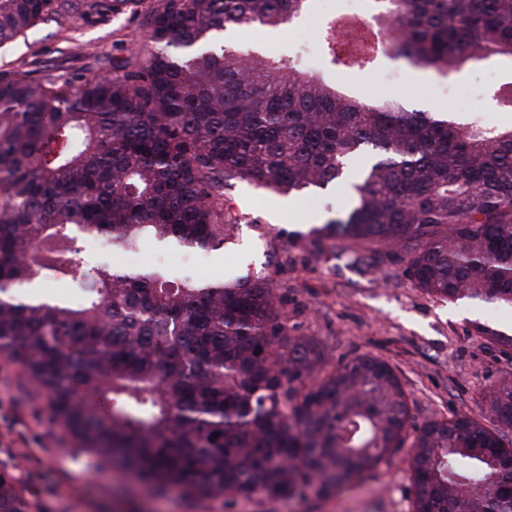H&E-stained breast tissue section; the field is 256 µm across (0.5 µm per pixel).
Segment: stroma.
Segmentation results:
<instances>
[{"instance_id":"35a3bbf8","label":"stroma","mask_w":512,"mask_h":512,"mask_svg":"<svg viewBox=\"0 0 512 512\" xmlns=\"http://www.w3.org/2000/svg\"><path fill=\"white\" fill-rule=\"evenodd\" d=\"M160 4L126 0L105 15L40 21L0 47V71L32 70L48 80L123 75L145 64L154 51L148 19ZM345 12L365 14L364 0H323L319 18L303 15L276 30L241 26L232 38L245 51L301 56L304 66L350 86L358 97L512 122V112L495 107L499 80L490 58L463 76L445 78L414 70L390 51L379 52L370 63L329 65L321 50L322 22ZM460 80L468 84L469 97H453ZM286 202L292 203L291 212H282ZM224 206L245 222L233 243L205 253L208 279L250 269L269 272L290 334L315 338L335 363L359 355L386 362L408 394L414 425L466 414L493 427L482 394L497 381L512 379V351L477 336L475 327L511 329L512 308L475 301L470 316L460 315V302L437 300L404 276L397 250L366 253L361 265L317 251L308 232L347 207L337 189L279 195L237 183L225 189ZM76 446L28 380L20 356L0 355V466L15 476L32 512H154L150 496L132 476L100 468ZM405 458L396 454L349 489L303 500L270 502L246 494L208 499L173 489L167 512H411L414 487Z\"/></svg>"}]
</instances>
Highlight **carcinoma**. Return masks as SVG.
Here are the masks:
<instances>
[{"instance_id": "carcinoma-1", "label": "carcinoma", "mask_w": 512, "mask_h": 512, "mask_svg": "<svg viewBox=\"0 0 512 512\" xmlns=\"http://www.w3.org/2000/svg\"><path fill=\"white\" fill-rule=\"evenodd\" d=\"M314 0H162L146 65L49 81L0 72V354L101 466L205 498H304L363 477L413 437L412 512H512V379L484 391L497 428L458 415L408 433L406 392L370 356L328 366L292 336L270 276L209 282L83 265L84 238L217 251L242 216L224 187L278 194L343 185L340 218L311 243L349 260L416 246L404 275L442 300L512 307V126L348 96L287 57L224 45L228 27L276 28ZM395 55L457 73L512 58V0H368ZM73 0H0V46ZM327 22L334 65L365 61ZM72 282L75 301L26 294ZM512 350V334L480 325ZM93 389L99 399L86 397ZM0 512H31L0 467Z\"/></svg>"}]
</instances>
